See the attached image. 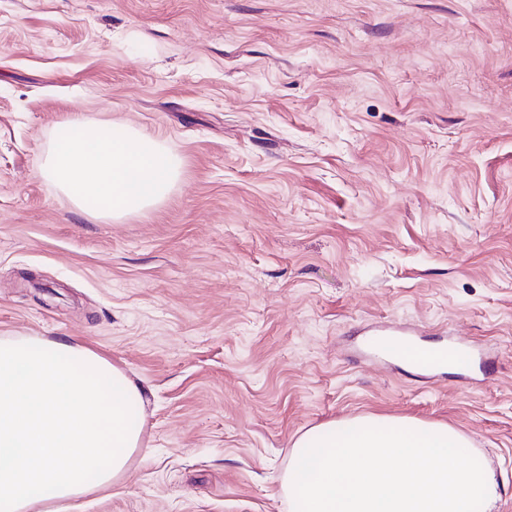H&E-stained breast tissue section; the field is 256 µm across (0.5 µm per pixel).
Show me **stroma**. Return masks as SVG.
<instances>
[{
	"label": "stroma",
	"mask_w": 512,
	"mask_h": 512,
	"mask_svg": "<svg viewBox=\"0 0 512 512\" xmlns=\"http://www.w3.org/2000/svg\"><path fill=\"white\" fill-rule=\"evenodd\" d=\"M81 115L180 162L156 206L43 173ZM483 363H372L377 326ZM143 390V446L75 512H288L309 428L466 435L512 512V0H0V337Z\"/></svg>",
	"instance_id": "stroma-1"
}]
</instances>
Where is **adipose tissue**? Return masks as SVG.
Instances as JSON below:
<instances>
[{"label": "adipose tissue", "instance_id": "1", "mask_svg": "<svg viewBox=\"0 0 512 512\" xmlns=\"http://www.w3.org/2000/svg\"><path fill=\"white\" fill-rule=\"evenodd\" d=\"M45 172L83 214L120 218L164 200L179 162L152 136L75 118L56 127ZM142 396L89 347L0 338V512H59L110 488L141 446Z\"/></svg>", "mask_w": 512, "mask_h": 512}]
</instances>
